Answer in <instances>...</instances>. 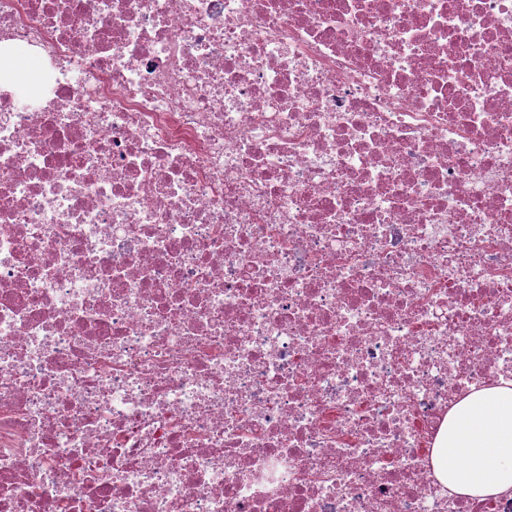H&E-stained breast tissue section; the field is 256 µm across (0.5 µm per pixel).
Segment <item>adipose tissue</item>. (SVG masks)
Listing matches in <instances>:
<instances>
[{
    "label": "adipose tissue",
    "mask_w": 512,
    "mask_h": 512,
    "mask_svg": "<svg viewBox=\"0 0 512 512\" xmlns=\"http://www.w3.org/2000/svg\"><path fill=\"white\" fill-rule=\"evenodd\" d=\"M432 462L450 493L486 497L512 490V382L475 390L456 405Z\"/></svg>",
    "instance_id": "ef3b65f1"
}]
</instances>
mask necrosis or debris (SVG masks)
Segmentation results:
<instances>
[{"label":"necrosis or debris","mask_w":512,"mask_h":512,"mask_svg":"<svg viewBox=\"0 0 512 512\" xmlns=\"http://www.w3.org/2000/svg\"><path fill=\"white\" fill-rule=\"evenodd\" d=\"M0 512H512V0H0ZM432 462L452 494L486 497L512 490V382L475 390L456 405Z\"/></svg>","instance_id":"obj_1"}]
</instances>
